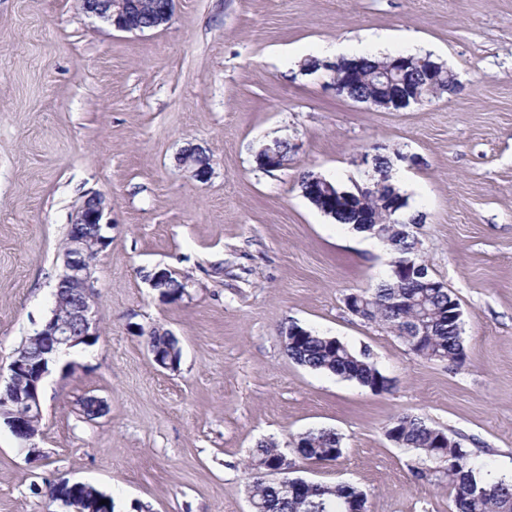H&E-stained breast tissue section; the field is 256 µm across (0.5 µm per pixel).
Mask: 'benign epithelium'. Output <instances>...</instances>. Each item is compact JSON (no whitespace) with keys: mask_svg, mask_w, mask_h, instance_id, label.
<instances>
[{"mask_svg":"<svg viewBox=\"0 0 512 512\" xmlns=\"http://www.w3.org/2000/svg\"><path fill=\"white\" fill-rule=\"evenodd\" d=\"M163 5L156 8L150 29L167 26L174 14V0H162ZM82 12L95 17L117 31L143 32L142 26L131 21L133 15L142 11L141 0H80ZM339 62L318 60L313 68L323 70L332 89L340 93L345 89L343 76L339 74ZM377 91H392L403 82L402 70L380 67L371 74ZM380 154L361 155V163L371 167L369 183L354 188H341L335 182L321 174L312 177L304 193L321 212L329 214V199L332 197H355L360 201L375 199L383 203L392 197L394 184V164L379 163ZM258 165L268 169H280L287 165V159L281 151V140L273 139L261 146L255 155ZM178 164L198 181L208 180L212 168L205 169L196 165L195 152L183 150ZM108 205L100 193L84 198L70 217L71 234L69 242L62 252V270L57 276L54 306L51 316L31 336L36 351L14 358L9 364V377L6 385L0 388V420L4 421L22 445L31 455L41 456V450L33 440L40 434L41 401L39 391L45 378L51 373L52 366L61 354L79 344L91 345L100 336L99 322L96 318V293L94 290L93 270L97 256L112 241L108 229L112 223L106 220ZM394 274L409 276L416 271H426V264L419 253L414 251L411 257L402 258L393 263ZM170 269H158L144 275L150 288L159 297L171 299L173 276ZM153 362L169 371L178 369L181 357L180 347L148 346ZM295 461L286 455H280L278 463L262 473V480L271 483L285 493H293L309 484V481L293 476ZM82 484L61 481L48 489L51 499L60 501L68 512H93L94 505L79 494Z\"/></svg>","mask_w":512,"mask_h":512,"instance_id":"benign-epithelium-1","label":"benign epithelium"}]
</instances>
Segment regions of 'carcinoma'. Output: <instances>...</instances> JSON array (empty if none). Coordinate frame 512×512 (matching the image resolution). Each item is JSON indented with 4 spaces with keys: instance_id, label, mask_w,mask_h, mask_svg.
Masks as SVG:
<instances>
[{
    "instance_id": "carcinoma-1",
    "label": "carcinoma",
    "mask_w": 512,
    "mask_h": 512,
    "mask_svg": "<svg viewBox=\"0 0 512 512\" xmlns=\"http://www.w3.org/2000/svg\"><path fill=\"white\" fill-rule=\"evenodd\" d=\"M378 60L362 59V65L350 78L354 91L369 92L366 74ZM361 203L343 198L337 202L333 219L339 224H351L358 231L364 225L355 223ZM377 220L375 228L382 237L392 241L389 249L392 260L411 254L416 242L402 234V225L392 222V215L369 205ZM370 309L364 318L388 328L403 340L416 355L427 360L461 364L466 350L460 323L453 314L461 310L455 294L447 288H426L420 283L399 286L390 276L367 294ZM290 359L314 371L324 372L357 382L379 392L390 391V379L371 361L366 350L356 352L340 339L320 335L312 330L292 337L285 347ZM396 442L416 451L431 466L442 465L439 480L448 485L455 512H512V481L495 478L477 466L470 452L453 438L443 440L440 429L416 415H402L390 424ZM340 439L327 430L310 431L295 442L296 452L304 460L335 461L341 456ZM281 448L273 441H261L252 450L248 469L252 478L254 512H345L347 504L365 506V496L356 487L338 483L309 487L294 496L283 494L276 486L261 483L257 473L277 463Z\"/></svg>"
}]
</instances>
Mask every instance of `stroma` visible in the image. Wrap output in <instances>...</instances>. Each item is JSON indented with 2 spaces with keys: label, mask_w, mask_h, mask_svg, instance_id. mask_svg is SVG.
I'll return each instance as SVG.
<instances>
[{
  "label": "stroma",
  "mask_w": 512,
  "mask_h": 512,
  "mask_svg": "<svg viewBox=\"0 0 512 512\" xmlns=\"http://www.w3.org/2000/svg\"><path fill=\"white\" fill-rule=\"evenodd\" d=\"M390 37V54H431L455 93L401 110L339 98L297 61L319 45ZM288 164L259 169L273 138ZM212 159L207 181L177 156ZM414 155L395 180L429 273L463 311V365L417 356L344 298L376 288L390 255L336 223L299 188L312 170L364 182L374 146ZM109 202L112 242L94 267L100 336L76 370L44 381L42 457L0 425V512H61L48 484L84 482L115 512H251L257 443L334 431L340 458L297 476L346 483L367 512H453L448 487L385 435L411 414L512 476V0H175L168 26L112 30L78 0H0V368L52 309L73 206ZM170 268L193 286L161 300L144 279ZM296 323L369 350L393 382L372 393L305 368L284 349ZM179 341L178 371L144 333ZM101 399L87 420L79 402Z\"/></svg>",
  "instance_id": "1"
}]
</instances>
